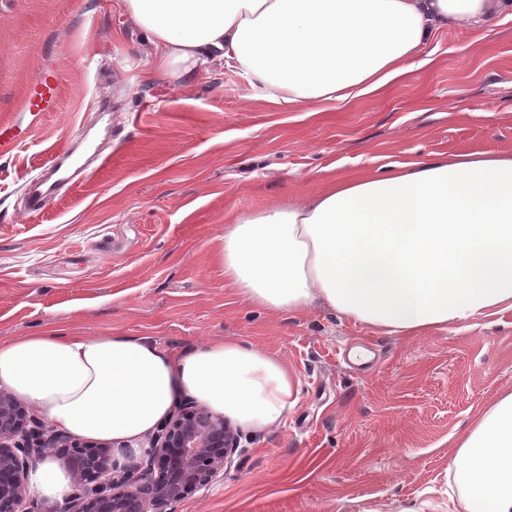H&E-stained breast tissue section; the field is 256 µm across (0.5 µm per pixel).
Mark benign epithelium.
Masks as SVG:
<instances>
[{
  "label": "benign epithelium",
  "instance_id": "benign-epithelium-1",
  "mask_svg": "<svg viewBox=\"0 0 512 512\" xmlns=\"http://www.w3.org/2000/svg\"><path fill=\"white\" fill-rule=\"evenodd\" d=\"M44 447L26 405L0 389V512H43L27 493L25 473L28 457ZM52 450L75 463L74 494L55 512H173L176 503L223 480L242 453L229 422L192 401L152 440L136 469L117 465L110 449L63 432L53 434Z\"/></svg>",
  "mask_w": 512,
  "mask_h": 512
}]
</instances>
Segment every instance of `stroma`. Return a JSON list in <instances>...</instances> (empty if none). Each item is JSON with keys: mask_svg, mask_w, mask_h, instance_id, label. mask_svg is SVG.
Wrapping results in <instances>:
<instances>
[{"mask_svg": "<svg viewBox=\"0 0 512 512\" xmlns=\"http://www.w3.org/2000/svg\"><path fill=\"white\" fill-rule=\"evenodd\" d=\"M418 68L316 111L262 98L233 64L167 75L122 0H0V114L39 68L66 90L0 159V340L44 331L148 336L181 350L235 338L293 372L286 420L240 433L242 454L176 512H394L443 490L456 436L512 389V312L412 337L322 307L272 315L224 281V214L318 191L325 172L466 151L512 152V19L436 33ZM111 98L101 117L81 91ZM116 156L34 215L17 179L79 128ZM108 241L102 260L93 243Z\"/></svg>", "mask_w": 512, "mask_h": 512, "instance_id": "obj_1", "label": "stroma"}]
</instances>
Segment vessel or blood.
Wrapping results in <instances>:
<instances>
[{"mask_svg":"<svg viewBox=\"0 0 512 512\" xmlns=\"http://www.w3.org/2000/svg\"><path fill=\"white\" fill-rule=\"evenodd\" d=\"M63 75L53 66L40 69L35 79L26 86L16 102L15 110L0 115V158L16 156L29 136V131L41 123L46 112L52 110L63 94ZM72 140L57 145L47 160L32 167L26 174L28 213L44 212L60 196L65 187H74L85 181L94 169L111 160L102 150H93L83 162H75Z\"/></svg>","mask_w":512,"mask_h":512,"instance_id":"1","label":"vessel or blood"}]
</instances>
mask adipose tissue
Listing matches in <instances>:
<instances>
[{
  "instance_id": "adipose-tissue-1",
  "label": "adipose tissue",
  "mask_w": 512,
  "mask_h": 512,
  "mask_svg": "<svg viewBox=\"0 0 512 512\" xmlns=\"http://www.w3.org/2000/svg\"><path fill=\"white\" fill-rule=\"evenodd\" d=\"M172 77L232 61L293 110L349 103L408 73L439 30L492 31L512 0H123ZM217 260L254 306L320 303L389 334L417 336L512 311V153L472 151L340 176L325 190L227 218ZM0 386L51 428L108 442L118 463L190 400L243 430L280 425L296 381L279 359L226 339L177 353L147 336L51 332L0 342ZM448 512H512V390L457 437ZM31 497L66 503L51 452Z\"/></svg>"
}]
</instances>
